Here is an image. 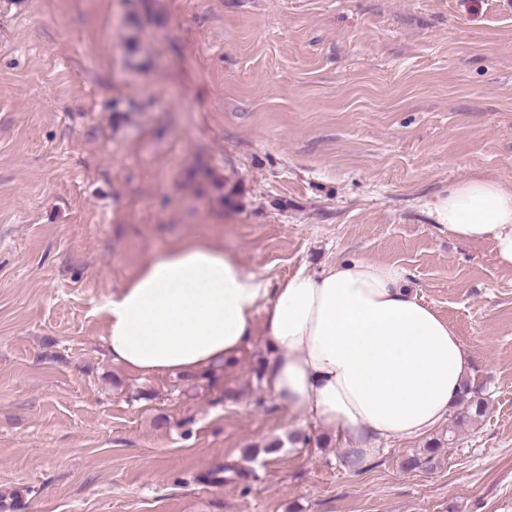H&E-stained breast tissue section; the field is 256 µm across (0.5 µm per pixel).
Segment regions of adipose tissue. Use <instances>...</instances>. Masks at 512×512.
Wrapping results in <instances>:
<instances>
[{"label":"adipose tissue","instance_id":"1","mask_svg":"<svg viewBox=\"0 0 512 512\" xmlns=\"http://www.w3.org/2000/svg\"><path fill=\"white\" fill-rule=\"evenodd\" d=\"M431 215L456 241L491 242L512 269V188L470 177L449 186ZM105 313L113 362L143 376L200 374L261 328L262 380L276 406L343 435L361 464L374 443L441 423L472 368L403 269L350 257L275 285L246 271L205 225L150 256Z\"/></svg>","mask_w":512,"mask_h":512}]
</instances>
